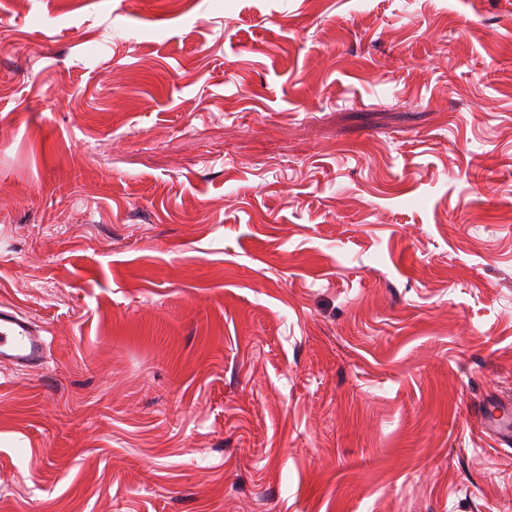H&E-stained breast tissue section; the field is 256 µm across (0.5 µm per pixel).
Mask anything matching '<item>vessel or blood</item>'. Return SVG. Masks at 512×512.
I'll return each instance as SVG.
<instances>
[{
  "label": "vessel or blood",
  "instance_id": "1",
  "mask_svg": "<svg viewBox=\"0 0 512 512\" xmlns=\"http://www.w3.org/2000/svg\"><path fill=\"white\" fill-rule=\"evenodd\" d=\"M46 342L26 315L0 306V364L31 368L43 363ZM484 429L499 443H512V405L492 398L478 410Z\"/></svg>",
  "mask_w": 512,
  "mask_h": 512
}]
</instances>
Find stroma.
Listing matches in <instances>:
<instances>
[{
    "label": "stroma",
    "mask_w": 512,
    "mask_h": 512,
    "mask_svg": "<svg viewBox=\"0 0 512 512\" xmlns=\"http://www.w3.org/2000/svg\"><path fill=\"white\" fill-rule=\"evenodd\" d=\"M0 512H512V0H0ZM46 342L26 315L0 306V364L31 368L44 362ZM484 430L489 432L500 444L512 443V409L510 403L491 398L478 410Z\"/></svg>",
    "instance_id": "1"
}]
</instances>
